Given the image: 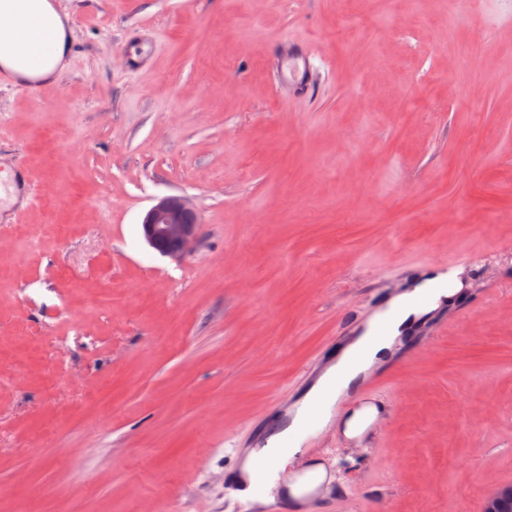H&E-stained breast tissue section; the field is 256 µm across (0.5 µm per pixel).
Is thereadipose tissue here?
<instances>
[{
  "mask_svg": "<svg viewBox=\"0 0 512 512\" xmlns=\"http://www.w3.org/2000/svg\"><path fill=\"white\" fill-rule=\"evenodd\" d=\"M29 16L43 19L53 32L50 54L40 65H32L29 50L14 30L15 24ZM69 15L54 0H0V82L21 84L36 80L48 83L66 70L70 58ZM461 289L444 279L434 278L391 298L380 319L386 324L384 336H375L366 330L344 342L322 373L306 389L290 424L269 437L266 446L249 451L243 458L238 479L241 483H265L276 486L277 471L286 466H303L305 475L314 479V487L331 483L325 467L316 460L306 458L302 448L308 435L325 428L332 419V409L338 398L355 388L365 373L394 346L408 323L410 316L435 310L447 301H456ZM317 407V423L309 425L304 410ZM269 455L275 460V475L261 470L260 457Z\"/></svg>",
  "mask_w": 512,
  "mask_h": 512,
  "instance_id": "adipose-tissue-1",
  "label": "adipose tissue"
}]
</instances>
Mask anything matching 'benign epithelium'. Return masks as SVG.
<instances>
[{"mask_svg":"<svg viewBox=\"0 0 512 512\" xmlns=\"http://www.w3.org/2000/svg\"><path fill=\"white\" fill-rule=\"evenodd\" d=\"M141 233L146 244L158 254L180 259L199 240V214L185 196H163L145 213ZM500 498L512 499V484L496 487L484 500L483 512H497L494 503Z\"/></svg>","mask_w":512,"mask_h":512,"instance_id":"benign-epithelium-1","label":"benign epithelium"}]
</instances>
